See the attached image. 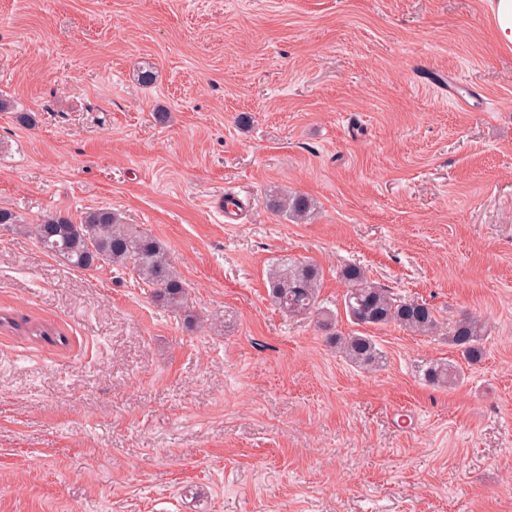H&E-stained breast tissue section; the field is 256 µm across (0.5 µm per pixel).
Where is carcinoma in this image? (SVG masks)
Listing matches in <instances>:
<instances>
[{
	"label": "carcinoma",
	"mask_w": 512,
	"mask_h": 512,
	"mask_svg": "<svg viewBox=\"0 0 512 512\" xmlns=\"http://www.w3.org/2000/svg\"><path fill=\"white\" fill-rule=\"evenodd\" d=\"M267 207L293 221L308 218L312 204L302 194L274 192L267 197ZM21 229L32 235L42 250L65 261L74 269L91 270L103 263L130 266L138 279L153 289L152 297L159 306L180 310L186 298L184 282L174 269L164 246L154 237L132 224H124L119 214L96 208L83 212L75 222L69 215L55 212L37 224L24 223L9 209H0V230ZM322 272L308 262L272 265L267 273L270 296L275 305L291 315H314L327 332V341L341 357L364 369L381 367L385 354L374 337L363 334L345 335L336 330V313L320 306L319 288ZM348 283L343 297L347 318L359 326L397 325L411 333L435 336L442 331L433 307L400 298L390 289L367 277L357 266L342 272ZM42 339L51 338L48 329L0 316V325ZM448 345L467 364L479 362L484 352L485 325L464 315L448 324ZM422 379L429 385L448 387L463 374L459 363L430 361L421 367Z\"/></svg>",
	"instance_id": "obj_1"
}]
</instances>
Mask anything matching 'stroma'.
Segmentation results:
<instances>
[{
	"label": "stroma",
	"mask_w": 512,
	"mask_h": 512,
	"mask_svg": "<svg viewBox=\"0 0 512 512\" xmlns=\"http://www.w3.org/2000/svg\"><path fill=\"white\" fill-rule=\"evenodd\" d=\"M0 97V208L112 209L196 317L0 230V315L68 339L0 327V512H512V48L489 0H0ZM287 259L322 268L339 331L356 265L485 322L482 361L432 387L446 337L389 325L385 366H352L273 303ZM267 207L293 221H302L308 218L312 204L302 194L274 192L267 197Z\"/></svg>",
	"instance_id": "35a3bbf8"
}]
</instances>
